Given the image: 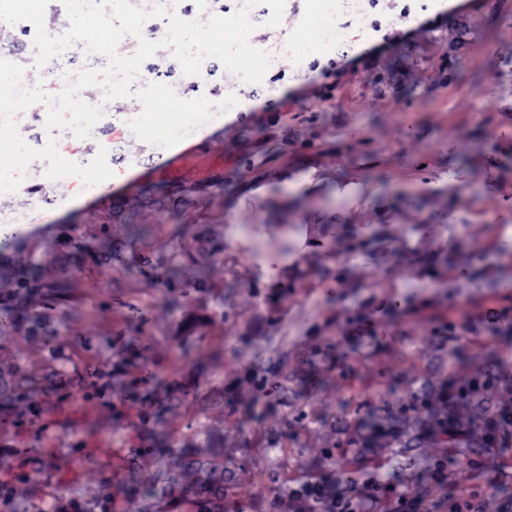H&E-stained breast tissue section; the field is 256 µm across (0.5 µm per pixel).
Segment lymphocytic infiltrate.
<instances>
[{
    "label": "lymphocytic infiltrate",
    "instance_id": "1",
    "mask_svg": "<svg viewBox=\"0 0 512 512\" xmlns=\"http://www.w3.org/2000/svg\"><path fill=\"white\" fill-rule=\"evenodd\" d=\"M483 439V449L465 453L454 447L431 463V482L442 491L436 498L383 480V460L364 447L351 452L358 476L345 488L312 473L289 478L288 498L303 512H484L485 499L512 484V433H504L502 421L493 417L484 424ZM457 465L468 474L466 485L451 478Z\"/></svg>",
    "mask_w": 512,
    "mask_h": 512
}]
</instances>
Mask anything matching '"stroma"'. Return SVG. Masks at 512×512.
I'll return each mask as SVG.
<instances>
[{
	"instance_id": "obj_1",
	"label": "stroma",
	"mask_w": 512,
	"mask_h": 512,
	"mask_svg": "<svg viewBox=\"0 0 512 512\" xmlns=\"http://www.w3.org/2000/svg\"><path fill=\"white\" fill-rule=\"evenodd\" d=\"M320 3L285 0L278 26L254 30L272 56L261 83L184 74L151 18L117 47L158 45L130 96L87 89L111 123L78 134L25 110L6 124L28 151L24 189L0 192V293L15 296L0 377L33 376L42 408L32 426L28 402L0 394V481L28 474L14 512H293L289 476L346 483L340 450L363 438L386 479L436 497L445 447L423 428L442 388L489 362L512 377L508 322L441 331L512 308V0H373L357 47L309 57ZM107 66L78 41L45 69L78 84ZM187 106L205 118L186 123ZM47 137L83 157L52 182ZM172 264L206 269L203 286L157 287ZM34 267L64 286L54 305L19 291ZM77 371L111 373V392L46 397ZM187 454L232 469L223 496L183 471ZM166 472L178 486L149 493Z\"/></svg>"
}]
</instances>
